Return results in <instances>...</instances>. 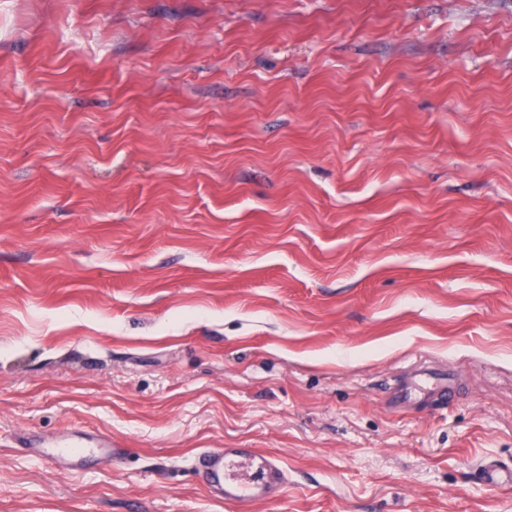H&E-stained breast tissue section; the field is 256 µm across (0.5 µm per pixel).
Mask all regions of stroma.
<instances>
[{
  "instance_id": "35a3bbf8",
  "label": "stroma",
  "mask_w": 512,
  "mask_h": 512,
  "mask_svg": "<svg viewBox=\"0 0 512 512\" xmlns=\"http://www.w3.org/2000/svg\"><path fill=\"white\" fill-rule=\"evenodd\" d=\"M80 427L130 455L22 444ZM203 448L512 512V0H0V512H233ZM386 394L390 405L396 409L429 404L437 410L448 406L455 395V385L448 373L423 366L389 383ZM24 439L27 448H32L36 456L70 468H81L99 455L112 457L119 462L128 451L111 436L99 433H83L76 438L61 437L55 440H45L35 433H28ZM480 480L492 487H512V470L505 469L496 464L489 463L482 466Z\"/></svg>"
}]
</instances>
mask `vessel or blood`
Instances as JSON below:
<instances>
[{
  "label": "vessel or blood",
  "mask_w": 512,
  "mask_h": 512,
  "mask_svg": "<svg viewBox=\"0 0 512 512\" xmlns=\"http://www.w3.org/2000/svg\"><path fill=\"white\" fill-rule=\"evenodd\" d=\"M386 394L390 405L397 409L427 404L437 410L447 407L455 395V385L447 374L423 366L389 383ZM25 444L36 456L71 468L83 467L99 455L118 462L127 453L122 443L99 433L55 440L30 433ZM192 465L204 488L221 489L225 505L236 510L268 500L285 486V471L279 459L250 448L203 449L195 454ZM480 479L492 487H512V470L490 463L482 466Z\"/></svg>",
  "instance_id": "obj_1"
}]
</instances>
